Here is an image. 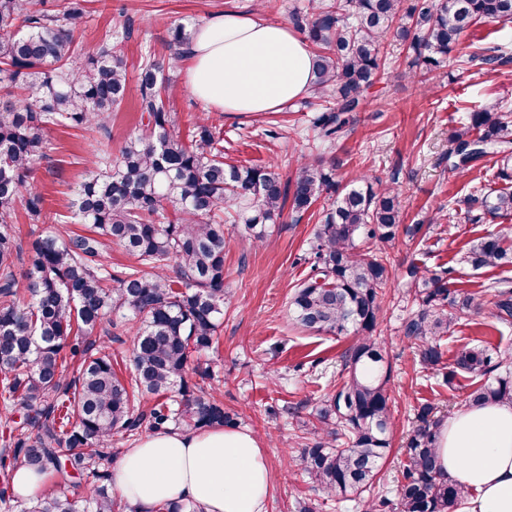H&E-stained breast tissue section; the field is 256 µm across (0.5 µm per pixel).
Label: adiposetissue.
Segmentation results:
<instances>
[{
  "mask_svg": "<svg viewBox=\"0 0 512 512\" xmlns=\"http://www.w3.org/2000/svg\"><path fill=\"white\" fill-rule=\"evenodd\" d=\"M189 88L227 114L279 112L308 94L315 55L288 25L227 10L200 26L189 46ZM442 471L470 495L461 512H512V404L462 411L438 431ZM134 512L186 500L204 512H264L269 472L260 440L228 428L142 437L111 473Z\"/></svg>",
  "mask_w": 512,
  "mask_h": 512,
  "instance_id": "1",
  "label": "adipose tissue"
}]
</instances>
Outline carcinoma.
Returning a JSON list of instances; mask_svg holds the SVG:
<instances>
[{"instance_id":"carcinoma-1","label":"carcinoma","mask_w":512,"mask_h":512,"mask_svg":"<svg viewBox=\"0 0 512 512\" xmlns=\"http://www.w3.org/2000/svg\"><path fill=\"white\" fill-rule=\"evenodd\" d=\"M87 2L67 0L63 11L52 14L35 9V0H0V417L10 423L22 413L3 437L0 478L9 483L20 466L51 469L63 480L73 472L95 478L82 500L60 490L29 507L11 505L1 490L5 508L125 512L127 505L112 495L108 474L100 469L114 435L167 430L172 423L191 429L235 425L224 403L192 381L194 374L211 378L210 371L189 368L190 352L218 341L224 317L223 214L235 213L261 244L287 200L305 213L328 190L336 194L334 208L317 225L311 274L295 286L290 306L301 327L352 335L355 342L345 354L346 375L316 413V436L303 443L300 471L329 496L362 499L364 512L392 504L376 490L392 435L391 367L379 330L391 262L381 245L393 241L402 224L400 193L366 173L344 184L336 165L322 159L300 162L287 179L274 162L228 166L207 113L182 134L165 104L172 88L167 72L183 61L194 31L175 25L168 58L140 62L141 127L118 156L91 162L72 191L70 213L83 232L48 234L24 251L11 214L21 199L31 219L42 215L35 165L45 155L47 131L59 125L104 130L125 99L121 51H78L75 33ZM405 2L311 0V20L294 17L310 43L322 48L312 97L336 96V106L316 118L323 137L339 135L363 109V93L381 74L389 37L408 44L415 61L431 71L458 49L472 25L512 22V0ZM451 142L454 175L495 154L499 177L512 178L508 112L492 105L470 113ZM466 204L476 221L512 216L507 189L473 194ZM108 244L122 247L135 264L109 272L100 263ZM23 260L26 267L16 270ZM466 261L475 269L512 265V236L472 241ZM407 276L406 294L417 311L402 331L421 365L446 381L471 379V407L511 404V376L485 380L509 358L495 363L488 349L474 346L462 350L448 370L440 338L489 303L500 321L512 320V294L502 291L493 302L481 292L461 297L444 277L416 265ZM119 311L133 336L125 377L96 336L108 325L117 327L112 314ZM138 396H152L155 403L144 411L135 405ZM416 420L394 512H456L464 490L441 470L436 407L420 404ZM63 447L68 454L62 459L57 449Z\"/></svg>"}]
</instances>
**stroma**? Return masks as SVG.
<instances>
[{"mask_svg":"<svg viewBox=\"0 0 512 512\" xmlns=\"http://www.w3.org/2000/svg\"><path fill=\"white\" fill-rule=\"evenodd\" d=\"M228 8L272 23L290 22L295 13L305 18L311 14L310 0H268L264 5L258 0H90L76 41L88 53L113 46L123 51L130 76L127 96L113 112L108 130L49 129L46 155L37 171L45 197L43 214L35 221L23 204L15 206L13 221L23 246L49 232L64 237L80 232L70 217L71 189L98 150L118 152L124 139L138 130L135 76L140 61L168 54L173 25L194 29ZM129 26L134 33L128 39L124 31ZM385 54L382 78L365 91L366 106L337 139L320 137L313 125L324 108L333 106L329 97H306L281 112H216L212 118L224 141L225 162L250 166L272 160L288 177L300 160L333 158L343 180L364 172L395 181L405 225L421 227L413 237L398 233L386 246L394 264L380 329L392 366L394 430L378 486L392 498L402 477L407 439L417 425L416 407L432 402L446 421L464 409L468 392L466 379L448 383L424 370L401 331L416 310L405 294L408 265L446 272L462 291L490 287L512 292V266L476 270L464 260L470 240L512 228V217L473 221L465 204L474 190L503 187L494 159L475 162L465 179L450 173L448 161L450 135L470 113L495 102L512 110V62L495 67L467 63L451 52L430 79L431 93L424 95L413 79L424 73V66L393 40L386 43ZM333 200V193H324L312 212L304 214L285 207L260 246L248 239L242 224H226L224 289L229 302L219 340L210 351L190 357L191 365L212 367L215 396L226 411L236 414L239 429L264 440L270 475L266 512H299L305 503L317 505L318 512H362L357 500L326 496L297 473L298 437L312 424L322 400L335 393L342 356L354 342L350 336L300 329L289 312L294 287L313 261L316 226ZM440 344L449 366L463 349L477 344L493 352H512V321H498L489 309L469 314Z\"/></svg>","mask_w":512,"mask_h":512,"instance_id":"obj_1","label":"stroma"}]
</instances>
